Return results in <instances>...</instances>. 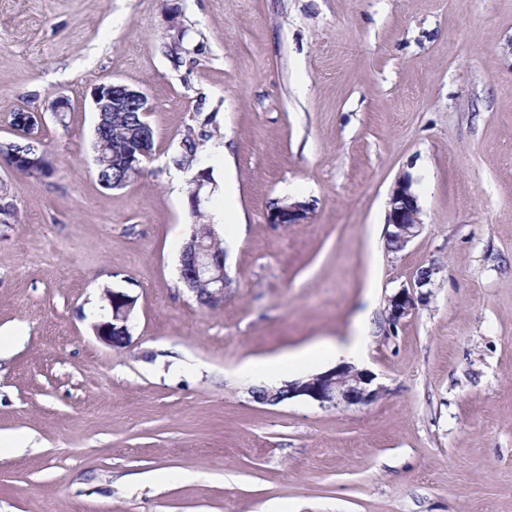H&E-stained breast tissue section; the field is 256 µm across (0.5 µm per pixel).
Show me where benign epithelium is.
<instances>
[{
    "label": "benign epithelium",
    "instance_id": "benign-epithelium-1",
    "mask_svg": "<svg viewBox=\"0 0 512 512\" xmlns=\"http://www.w3.org/2000/svg\"><path fill=\"white\" fill-rule=\"evenodd\" d=\"M94 111L97 113L96 128H102L104 118L112 115L121 120L126 112H137L141 117L140 135L126 143L122 151L120 164L126 173L138 172L144 160L151 154L150 140L152 128L147 116L151 106L146 93L132 86L119 82L102 83L93 91ZM42 124V115L31 110H20L14 115L12 130L18 138H31ZM46 156L23 161L15 159L8 163L16 173L40 174ZM388 214L385 233L387 248L397 253L404 250L422 230L420 220L421 208L418 195L413 189V181L408 175L400 176L391 191L388 202ZM309 203L288 198L277 201L269 212L272 224H306L310 218ZM189 258L190 266L178 268L179 278L183 280L192 294H197L196 284L205 280L211 285V304L224 302V292L231 285L226 269L225 251L212 249L202 238L190 237L183 245L180 258ZM433 270L420 272L414 287L402 288L387 299L386 323L388 329H394L408 316L412 315L417 305L425 299L421 289L431 284ZM107 303L103 319L94 324L98 338L105 344L114 345L112 332L122 334L124 342L130 341L128 323L135 306V297L122 290L108 289L105 293ZM384 393L383 387L374 385V374L360 369L350 362H340L335 366L312 375L301 377L281 386H271L266 401L278 404L292 399L315 404L321 408L369 404Z\"/></svg>",
    "mask_w": 512,
    "mask_h": 512
}]
</instances>
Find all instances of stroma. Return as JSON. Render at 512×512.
Segmentation results:
<instances>
[{"label":"stroma","mask_w":512,"mask_h":512,"mask_svg":"<svg viewBox=\"0 0 512 512\" xmlns=\"http://www.w3.org/2000/svg\"><path fill=\"white\" fill-rule=\"evenodd\" d=\"M107 81L152 107L117 190L93 173ZM20 108L55 172L0 164V435L26 442L0 455V512H512V0H0V142ZM205 168V215L230 218L214 307L178 278ZM404 174L423 228L391 253ZM283 198L308 223H270ZM107 288L136 299L120 347L92 329ZM365 311L381 398L254 402L249 364ZM432 274V269L421 271L417 276L414 286L411 288H401L387 299L386 323L389 330L396 328L408 316L412 315L417 305L425 299L426 294L420 291L416 295L414 288H424L431 284Z\"/></svg>","instance_id":"obj_1"}]
</instances>
